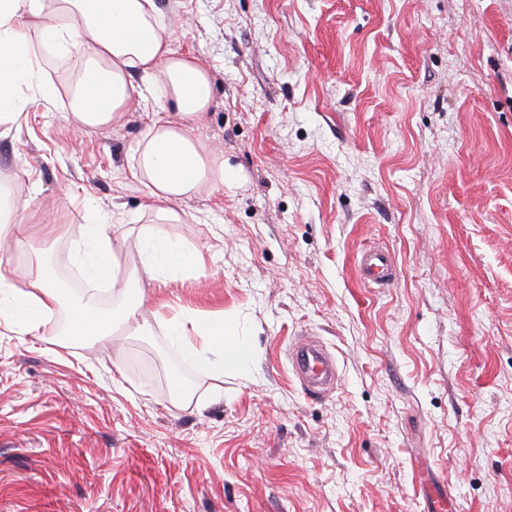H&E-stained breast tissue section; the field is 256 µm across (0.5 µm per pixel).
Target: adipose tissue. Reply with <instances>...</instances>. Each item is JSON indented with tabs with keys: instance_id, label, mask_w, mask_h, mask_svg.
<instances>
[{
	"instance_id": "1",
	"label": "adipose tissue",
	"mask_w": 512,
	"mask_h": 512,
	"mask_svg": "<svg viewBox=\"0 0 512 512\" xmlns=\"http://www.w3.org/2000/svg\"><path fill=\"white\" fill-rule=\"evenodd\" d=\"M69 64L78 76L70 112L79 131L101 130L137 98L153 96L174 119L153 121L138 141L129 166L143 188L146 209L157 219L153 229L128 239L115 232L105 214L90 216L82 238L72 248V261L89 281H104L121 301L107 315L76 309L68 330L72 336L111 335L116 328L143 331V304L148 287L179 274L206 276L201 250L171 237L166 225L181 222L174 202L223 187L224 157L205 149L191 134L212 103L205 67L177 54L167 36V23L155 0H0V125L16 120L15 87L34 78L40 56ZM141 75L134 83L133 75ZM29 199L0 192V239L8 237L27 250L33 233L46 239L63 234L60 225L35 227ZM135 249L138 263L120 275L119 259ZM28 290L0 300V318L25 312L24 330L37 334L61 304L55 268L36 261L27 271ZM157 324L184 359L201 369L223 374L226 367L248 373L252 360L235 318L178 312L157 317Z\"/></svg>"
}]
</instances>
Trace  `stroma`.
<instances>
[{"instance_id": "35a3bbf8", "label": "stroma", "mask_w": 512, "mask_h": 512, "mask_svg": "<svg viewBox=\"0 0 512 512\" xmlns=\"http://www.w3.org/2000/svg\"><path fill=\"white\" fill-rule=\"evenodd\" d=\"M156 4L209 70L194 135L233 179L167 227L209 276L145 311L238 318L252 372H204L157 327L75 340L0 320V512H424L435 481L455 512H512V0ZM15 97L0 181L65 230L42 253L73 284L61 311L104 310L70 241L92 208L150 228L128 166L161 105L75 136L53 59ZM372 246L391 287L358 277ZM302 336L337 362L327 394L293 371ZM360 279L367 284L384 288L392 284L398 271L391 253L381 248L363 252L357 260Z\"/></svg>"}]
</instances>
